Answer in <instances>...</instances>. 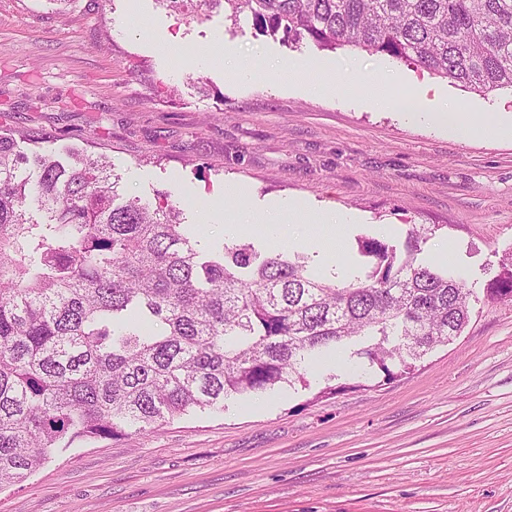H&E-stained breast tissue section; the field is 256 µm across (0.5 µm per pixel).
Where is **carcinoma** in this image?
<instances>
[{
    "label": "carcinoma",
    "mask_w": 512,
    "mask_h": 512,
    "mask_svg": "<svg viewBox=\"0 0 512 512\" xmlns=\"http://www.w3.org/2000/svg\"><path fill=\"white\" fill-rule=\"evenodd\" d=\"M178 20L222 10L297 48L386 54L479 93L512 88V0H156ZM0 133V488L78 441L159 429L232 397L307 386L316 359L360 343L391 379L461 336L471 292L398 246L356 239L341 280L249 238L200 247L171 193L119 201L107 155H26ZM512 299V260L486 288Z\"/></svg>",
    "instance_id": "obj_1"
}]
</instances>
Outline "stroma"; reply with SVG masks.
Returning a JSON list of instances; mask_svg holds the SVG:
<instances>
[{
	"instance_id": "1",
	"label": "stroma",
	"mask_w": 512,
	"mask_h": 512,
	"mask_svg": "<svg viewBox=\"0 0 512 512\" xmlns=\"http://www.w3.org/2000/svg\"><path fill=\"white\" fill-rule=\"evenodd\" d=\"M245 66L313 63L332 87L240 79ZM387 83L370 104L361 80ZM445 101L512 126V90L481 95L382 54L290 48L249 22L170 16L157 0H0V110L42 150L105 152L123 198L171 192L203 243H232L236 209L299 203L356 238L403 241L436 225L423 256L473 294L462 335L385 380L344 353L308 387L225 401L159 430L78 443L0 512H512V302L486 297L512 257V140L460 141L404 110Z\"/></svg>"
}]
</instances>
